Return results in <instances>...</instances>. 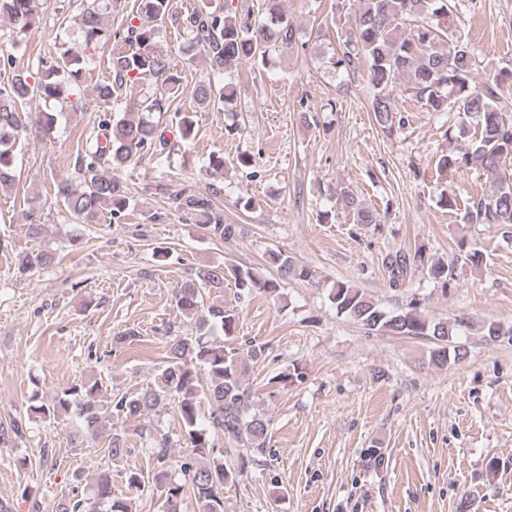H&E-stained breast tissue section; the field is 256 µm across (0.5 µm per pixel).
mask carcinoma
Wrapping results in <instances>:
<instances>
[{"label":"carcinoma","instance_id":"obj_1","mask_svg":"<svg viewBox=\"0 0 512 512\" xmlns=\"http://www.w3.org/2000/svg\"><path fill=\"white\" fill-rule=\"evenodd\" d=\"M359 6L351 24L341 34L343 50L327 59L329 67L351 70L365 61L371 84L377 89L371 100L375 122L393 131L397 106L387 87L408 75L410 88L433 112H457L460 122L457 138L463 145L438 158L440 169H476L494 175L488 194L472 202L465 212L469 224L512 225V174L501 171L502 163L512 157V120L497 112L495 101L512 71L486 70L481 82L475 81V49L453 36L439 40L447 33L451 6L448 0H358ZM40 0H0V17L8 18L20 36L31 28L38 17ZM178 15L187 48L197 50L218 77L196 85L190 92L199 109L220 107L233 97V88L219 77L233 72L244 61L262 65L273 51L295 45L294 23L281 10L278 0H263L261 15L249 8L241 14H226L224 6L204 0L186 14H177L174 0H89L75 19L72 32H64L66 40L82 44L73 50L61 44V51L51 64L44 66L35 82L22 72H13L0 80V186L15 181L14 158L21 133L31 126L46 132L57 122L50 111L37 115L26 110L27 102L38 97L60 105L66 103L82 79L89 54L112 44L110 65L112 80L95 88V97L108 103L114 93L126 85H142L156 80L152 92L130 100L127 117L112 120L102 110L94 118L97 135H89L81 149L75 174L56 181L55 202L79 224H93L104 215L120 222L132 206L126 186L117 171L137 163L143 156L160 154L168 146L166 130L152 120L155 112H173L175 129L186 142L194 134L195 123L187 113L171 110L183 94L181 80L169 70V46L160 39L152 23ZM120 18L112 27L110 17ZM415 23L413 31L402 32L401 22ZM212 182L205 193L187 189L175 194L177 206L202 224L215 238L234 237L237 225L224 223L217 201L224 198V154L209 157ZM331 197L342 208L354 213L359 224L379 223L377 211L357 201L348 187H336ZM28 235L37 238L43 225L38 214V197L29 200ZM55 256L46 249L25 253L19 269L46 267ZM271 263L278 277L270 278L256 268H241L227 262L206 264L196 268L176 293V305L193 327L190 332L167 337L164 364L155 383L136 392H123L109 397L100 395V380H78L64 388L50 402L31 405L32 413L44 422L64 417L75 421L74 442L82 446L91 440H106L105 452L118 464L130 453L127 437L109 433L106 423L114 414L140 419L153 411L174 404L180 418L181 439L190 453L175 458L168 445L155 451L154 468L144 473L136 469L120 472L125 488L112 482V472L99 476L90 495L74 496L60 501L55 512H135L130 488H154L158 512H184L186 493L193 494L198 512H224V486L242 476L252 451L266 446L269 420L251 410L250 389L245 376L249 365L265 358V345L251 342L236 345V329L240 312L237 306L224 302L207 303L206 296L224 292V280L232 277L239 292L237 299L259 291L278 295L280 282L288 279L308 280L310 270L294 258L273 252ZM383 263L391 274L392 286H399L408 271L425 265L422 251L389 252ZM428 277L448 285L455 268L440 260L427 268ZM337 313L344 315L370 333L407 336L432 341L427 365L444 368L460 362L468 355L467 344L460 341L462 323L431 320L418 310L414 302L396 311L379 307L361 289L345 282L334 283L329 294ZM512 330L494 322L482 326L480 338L490 344ZM206 373V385L200 384L198 370ZM207 413H201L202 405ZM224 435L227 446L219 448L210 431Z\"/></svg>","mask_w":512,"mask_h":512}]
</instances>
